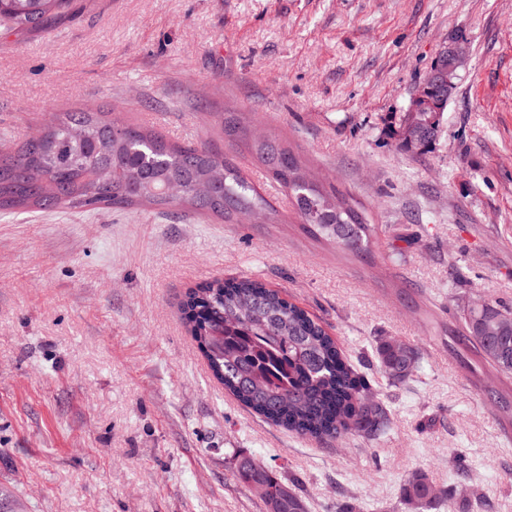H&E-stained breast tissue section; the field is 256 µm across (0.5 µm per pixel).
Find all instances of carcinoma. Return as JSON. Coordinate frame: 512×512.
<instances>
[{"label":"carcinoma","instance_id":"obj_1","mask_svg":"<svg viewBox=\"0 0 512 512\" xmlns=\"http://www.w3.org/2000/svg\"><path fill=\"white\" fill-rule=\"evenodd\" d=\"M78 0H0V28L44 31L75 13ZM441 112H404L390 121L397 137L405 122L423 121L437 137ZM123 128L121 135L113 127ZM224 138L243 144L266 174L291 198L310 234L353 254L368 252L377 227L365 207L317 180L298 152L276 137L254 139L235 112L224 113ZM180 187L167 197L164 189ZM148 206L207 213L231 223L253 211L274 221L269 203L214 146L170 143L152 131L124 124L100 109L56 115L42 135L0 149V210ZM183 323L224 391L265 421L300 437L343 441L390 429L388 409L377 401L373 380L357 369L307 311L257 279L213 280L189 290ZM466 347L499 374H512V307L485 297L460 313ZM375 361L393 383L408 380L419 349L396 337L377 342ZM235 476L252 490L261 485L267 512H307L305 497L279 479L263 460L237 456ZM416 469L403 484L407 512H430L454 497Z\"/></svg>","mask_w":512,"mask_h":512}]
</instances>
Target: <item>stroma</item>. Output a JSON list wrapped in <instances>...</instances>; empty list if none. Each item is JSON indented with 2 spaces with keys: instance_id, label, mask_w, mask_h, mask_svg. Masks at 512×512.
<instances>
[{
  "instance_id": "35a3bbf8",
  "label": "stroma",
  "mask_w": 512,
  "mask_h": 512,
  "mask_svg": "<svg viewBox=\"0 0 512 512\" xmlns=\"http://www.w3.org/2000/svg\"><path fill=\"white\" fill-rule=\"evenodd\" d=\"M468 57L424 153L387 126L448 40ZM89 107L232 157L273 224L141 207L0 211V512H266L234 477L264 459L309 512H404L408 471L512 512V375L477 364L459 314L512 306V0H87L48 31L0 30V145ZM249 113L361 202L378 241L353 255L299 224L224 111ZM252 277L377 371L382 336L420 367L378 380L394 423L318 442L225 394L185 330L190 288ZM466 452L470 477L451 457Z\"/></svg>"
}]
</instances>
